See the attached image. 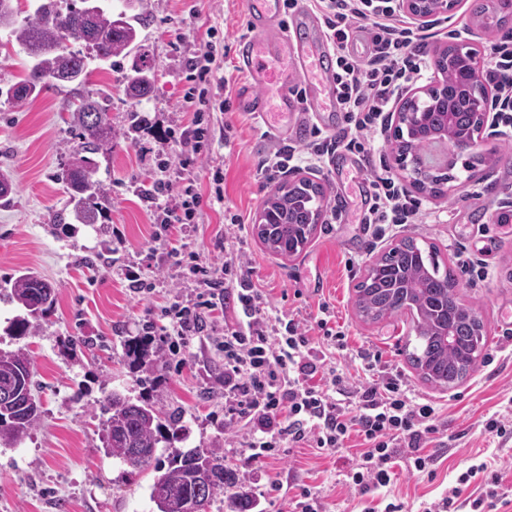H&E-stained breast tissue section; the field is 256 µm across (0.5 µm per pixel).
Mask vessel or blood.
Listing matches in <instances>:
<instances>
[{"label":"vessel or blood","instance_id":"obj_1","mask_svg":"<svg viewBox=\"0 0 512 512\" xmlns=\"http://www.w3.org/2000/svg\"><path fill=\"white\" fill-rule=\"evenodd\" d=\"M336 52L323 38L320 18L298 6L283 19L282 0H247V32L238 40L234 63L242 75L234 97L240 111L257 118L274 116V132L288 129V116L335 109ZM304 89L297 103L295 86Z\"/></svg>","mask_w":512,"mask_h":512}]
</instances>
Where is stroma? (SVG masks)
<instances>
[{
  "mask_svg": "<svg viewBox=\"0 0 512 512\" xmlns=\"http://www.w3.org/2000/svg\"><path fill=\"white\" fill-rule=\"evenodd\" d=\"M491 0H458L448 13L431 17L424 30L423 50L435 58L451 44L472 42L483 54L512 37V21L489 22L481 6ZM153 20L143 29V48L155 74L150 98L133 101L123 90L132 57L112 63H91L81 85H51L37 99L17 105L0 98V169L10 173L15 192L0 207V349L26 347L35 363L36 393L44 410L41 424L13 448L0 447V512H155L150 486L153 470L128 472L106 455L103 417L92 403L118 390L131 398L149 393L166 411L178 412L184 427L177 448H207L224 441L227 463L235 468L245 490L255 492L267 475H280L286 487L261 503L263 512H291L299 485L322 491L330 512H355L356 501L337 485L347 457L314 448H290L282 458L259 466L247 462L241 449L224 440V355L208 337L187 341L179 356H167L161 380L144 390L145 369H131L125 355L128 339L141 335L150 302L189 297L166 278L160 258L169 243L152 241L151 215L135 194L136 182L149 179L158 159L175 156L168 132L183 120L181 103L188 88L186 61L200 43L212 42L222 54L220 76L237 83L231 54L247 31L244 0H148ZM215 38H207V27ZM105 102L119 132L112 151L96 154L95 179L109 192L106 219L95 224L55 223L66 210L68 196L57 179L78 144L66 123L77 97ZM147 116V129L131 131L132 113ZM205 123L215 134L213 158L194 175L202 186L199 230L192 248L201 257H224V212L241 214L247 227L240 246L251 258L253 277L272 304L301 313L316 312L328 302L335 320L348 332L351 347L366 346L382 362L397 369L414 392L441 407L440 438L434 476L396 469L395 496L412 507L441 497L446 486L465 471L472 457L491 456L505 489L512 491V446L482 433L481 421L503 410L512 397V139L487 142L486 162L466 171L468 153H459L449 169L448 193L416 192L427 212L449 215V222L410 224L375 238L361 224L369 207L370 169L399 170L390 148H372L359 169L334 174L330 168H301L283 180H266L259 171L263 158L284 144L308 138L304 130L281 138L270 122L239 112L235 101L224 108L205 104ZM232 134H225V126ZM224 174V200L214 202L211 173ZM307 177L326 188V207L336 210L332 224H319L312 241L297 256L269 253L252 233L263 201L280 182ZM406 238L420 247L435 246L440 259L457 271V292L487 327L484 360L453 389H440L421 379L408 361L411 334L403 316L363 321L356 309V284L366 266ZM135 264L162 276L153 299L124 287L121 268ZM38 271L55 287L57 304L39 318L33 335L19 339L8 328L18 315L5 297L8 280L22 269Z\"/></svg>",
  "mask_w": 512,
  "mask_h": 512,
  "instance_id": "1",
  "label": "stroma"
}]
</instances>
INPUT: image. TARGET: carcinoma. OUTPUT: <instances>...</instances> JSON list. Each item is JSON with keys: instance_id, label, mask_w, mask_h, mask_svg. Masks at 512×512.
<instances>
[{"instance_id": "obj_1", "label": "carcinoma", "mask_w": 512, "mask_h": 512, "mask_svg": "<svg viewBox=\"0 0 512 512\" xmlns=\"http://www.w3.org/2000/svg\"><path fill=\"white\" fill-rule=\"evenodd\" d=\"M13 0H0V28L11 29L18 46L30 58L25 79L0 88V96L23 104L39 96L48 84H82L93 60L108 62L126 57L138 46L140 27L148 21L146 0H81L82 6L65 10L58 0H40L34 15L15 26V20L3 23L4 16L15 15ZM80 42L88 50H68V44ZM441 74L440 93L429 102L430 108H415L411 101L402 104L405 112L419 110L423 131L407 125L394 131L392 150L398 157L411 153L417 157L430 152L434 132L449 128L458 133H471L474 118L466 109L448 112V98L485 88L480 67L470 57L455 56L448 64L440 58L435 63ZM154 85L150 62L140 56L126 76L124 91L132 99L148 95ZM67 124L80 140L79 148L64 165L59 179L66 189L73 218L81 224H95L103 204L109 201L105 186L93 179L94 163L90 155L112 151L118 133L112 128L108 113L98 101L81 98L73 103ZM325 189L307 181L285 183L268 197L254 225L259 241L270 252L292 257L303 251L320 224ZM435 247L424 250L412 238L400 241L377 258L357 285L356 307L366 321L407 314L417 346L409 360L422 378L439 387L458 385L481 358L486 342L485 325L471 319V309L463 304L455 291L456 277L450 267L442 270L436 261ZM43 279L22 273L9 281L8 298L27 310L10 325L12 335L21 338L34 333L36 325L29 317L45 315L55 303ZM34 362L24 347L0 349V442L25 438L43 415L41 403L33 394ZM107 415L102 430L105 453L133 471L153 468L159 475L150 486V500L157 512H175L179 501L205 493L206 503L226 498L230 512H245L251 502L237 492V473L224 466V449L174 448L168 465L157 457L162 443L178 438L179 419L149 400L135 403L112 391L97 401Z\"/></svg>"}]
</instances>
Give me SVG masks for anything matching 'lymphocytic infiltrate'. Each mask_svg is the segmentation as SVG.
Returning <instances> with one entry per match:
<instances>
[{
	"instance_id": "1",
	"label": "lymphocytic infiltrate",
	"mask_w": 512,
	"mask_h": 512,
	"mask_svg": "<svg viewBox=\"0 0 512 512\" xmlns=\"http://www.w3.org/2000/svg\"><path fill=\"white\" fill-rule=\"evenodd\" d=\"M323 20L336 49L337 101L344 127L339 135L314 133L303 148L287 146L265 159L259 171L265 177L301 166L324 168L338 150L364 153L384 144V122L399 94L422 79L428 62L419 51L423 35L401 13L396 0H309ZM373 32L372 49L365 58L345 54L353 30ZM191 87L185 103L206 101L209 85L223 89L219 66L210 51L186 63ZM178 150L179 182L166 179V162H158L157 178L141 190L150 203L154 241L178 235L179 247L170 256L175 267L187 271L195 291L186 300L161 307L168 318L162 340L170 353L204 330L214 328L216 311L232 310L225 320L224 431L238 438L251 463L277 458L282 449L305 445L328 454L352 452L354 465L341 483L354 495L389 490L398 464L411 473H432L440 409L416 396L399 375L387 372L367 348L347 344L342 326L333 325L329 304L301 316L272 308L253 279L245 254L226 247L222 264L206 262L187 249L186 238L197 228L200 190L190 172L211 152V133L200 113L169 133ZM371 205L361 213L363 224H416L424 213L389 170L373 172ZM319 332L322 348L310 345ZM343 366H334V358ZM476 488L474 508L496 507L502 499L501 477L491 462L474 460L450 485L443 497L424 504L422 512H449L468 491Z\"/></svg>"
}]
</instances>
